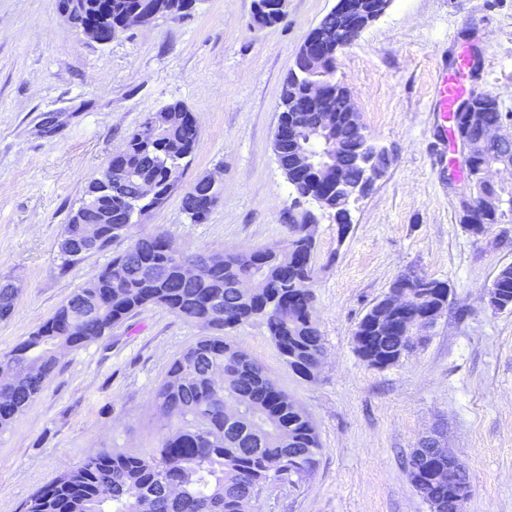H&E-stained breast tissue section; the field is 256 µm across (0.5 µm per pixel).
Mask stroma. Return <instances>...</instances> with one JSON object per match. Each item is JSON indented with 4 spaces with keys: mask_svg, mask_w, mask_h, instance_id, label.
I'll return each instance as SVG.
<instances>
[{
    "mask_svg": "<svg viewBox=\"0 0 512 512\" xmlns=\"http://www.w3.org/2000/svg\"><path fill=\"white\" fill-rule=\"evenodd\" d=\"M336 0H286L275 25L253 23L254 0H196L184 17H157L101 45L58 15L56 0H0V280L20 287L0 321V351L34 331L93 280L134 237L169 234L186 253L270 247L296 205L273 150L283 80L306 36ZM477 48L469 93L492 90L512 112V0H391L338 51L334 77L391 163L351 208L339 234L318 213L315 318L324 359L315 379L295 375L260 322L231 333L309 415L322 451L295 487L272 481L252 512H430L407 474L418 441L440 431L464 464L465 512H512V312L483 295L512 264V221L481 237L459 221L465 182L454 141H440L439 76ZM182 104L199 141L181 181L130 236L62 266L57 242L88 182L144 118ZM213 174L223 185L208 219L190 223L183 193ZM450 288L448 310L425 341L377 369L354 331L401 272ZM205 328L161 307L71 349L44 389L0 429V512L103 449L139 452L163 435L152 404L170 362Z\"/></svg>",
    "mask_w": 512,
    "mask_h": 512,
    "instance_id": "stroma-1",
    "label": "stroma"
}]
</instances>
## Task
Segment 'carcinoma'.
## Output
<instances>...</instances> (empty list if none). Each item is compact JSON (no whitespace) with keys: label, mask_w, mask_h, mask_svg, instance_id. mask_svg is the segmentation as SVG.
Wrapping results in <instances>:
<instances>
[{"label":"carcinoma","mask_w":512,"mask_h":512,"mask_svg":"<svg viewBox=\"0 0 512 512\" xmlns=\"http://www.w3.org/2000/svg\"><path fill=\"white\" fill-rule=\"evenodd\" d=\"M70 13L76 29L106 18L112 26L141 7L162 5L165 15L179 18L193 0H79ZM331 33L346 41L354 33L343 16L331 11L321 20ZM336 52L328 51L327 71L319 74L303 68L289 70L280 94V109L288 111L294 94L304 100L303 111L294 112L303 138L313 137L314 150L332 154L343 151L345 172L359 174L358 159L365 150L360 118H349L348 98L336 92ZM322 84L319 98L308 96V85ZM482 111L453 113V132L476 136L478 129L494 127L507 116L498 95L485 91L476 97ZM331 111L333 126L326 137L315 134L316 110ZM163 124L151 139L134 131L126 151L109 161L99 177L89 182L84 200L65 225L63 234L77 236L87 226L99 230L97 250L124 236L138 216L161 206L170 196L169 187L179 182L198 145V128L183 105L175 103L160 110ZM279 167L293 187L296 199L321 196L323 209L336 223L350 224V202L336 194L334 186L302 173L294 162L296 142L274 141ZM122 181L119 194L106 191L110 182ZM153 182L160 197L141 199L138 184ZM219 192L195 184L182 195L183 213L201 223L212 211L209 200ZM283 246L274 250L209 254L199 275L183 279L176 260L162 250L158 234L137 237L127 250L112 258L98 276L87 283L55 313L20 343L0 352V428L14 418L43 390L55 373L60 348H76L102 338L112 326L132 313L149 307H164L177 316L210 328L213 334L200 337L175 358L153 392L158 420L167 432L158 445L131 453L103 449L75 467L66 468L50 484L37 490L26 502L25 512H241V503L254 499L271 480L292 485L313 473L321 443L315 425L305 411L288 402L286 394L269 377L266 368L246 350L226 338L251 321L262 322L278 354L296 375L309 378L307 368L323 354V340L314 318V294L299 288L296 279H314L312 264L315 238L304 232L306 225L289 218ZM249 279L253 288L243 293L235 288ZM491 286L500 289L495 310L512 309V265L497 271ZM19 289L0 281V320L8 319ZM224 312L222 325L212 319L214 303ZM384 299H379L362 317L354 332L355 351L370 366L382 357L400 361L409 351L413 326L407 337L383 334L373 321ZM236 403L241 419L224 422L225 406ZM437 468L433 459L409 460L408 473L416 487L426 486L427 500L441 503L448 512V486L427 481Z\"/></svg>","instance_id":"carcinoma-1"}]
</instances>
